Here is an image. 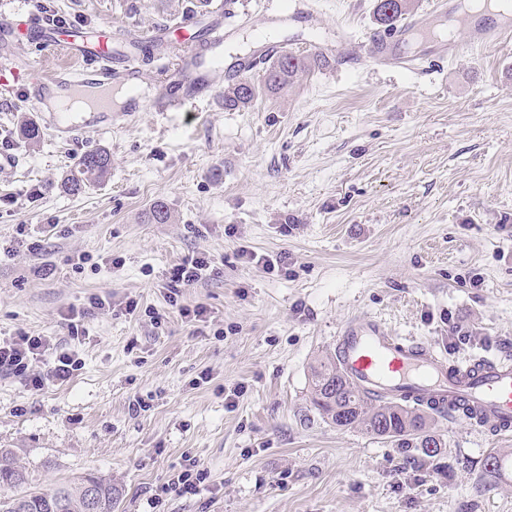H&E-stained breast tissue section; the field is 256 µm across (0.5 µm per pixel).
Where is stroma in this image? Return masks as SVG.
<instances>
[{"label":"stroma","mask_w":512,"mask_h":512,"mask_svg":"<svg viewBox=\"0 0 512 512\" xmlns=\"http://www.w3.org/2000/svg\"><path fill=\"white\" fill-rule=\"evenodd\" d=\"M199 8L40 0L31 12L142 38ZM224 25L225 54L260 55L259 31L329 65L243 111L219 90L191 112L147 110L67 138L0 88V145L21 160L0 171V339L33 331L84 361L40 391L0 374V448L34 490L111 479L118 512H512V469L483 467L489 449L512 455V438L438 414L445 446L428 458L328 423L309 386L354 316L454 362L512 354V43L428 78L339 64L341 37L366 55L373 0H237ZM24 120L37 142L18 136ZM96 148L108 175L63 193L61 175ZM158 201L169 223H152ZM35 240L41 251L28 250ZM202 254L219 274L170 305L169 268ZM93 296L109 308L68 340L61 312ZM199 305L204 320L180 313ZM188 457L209 473L204 490L154 505Z\"/></svg>","instance_id":"35a3bbf8"}]
</instances>
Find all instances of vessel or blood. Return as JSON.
<instances>
[{
  "label": "vessel or blood",
  "mask_w": 512,
  "mask_h": 512,
  "mask_svg": "<svg viewBox=\"0 0 512 512\" xmlns=\"http://www.w3.org/2000/svg\"><path fill=\"white\" fill-rule=\"evenodd\" d=\"M485 2L489 11L468 16L461 36L455 38L430 36L413 18L391 31L372 35L371 63L416 74L430 69L432 62H445L512 40V10L495 12L491 6L496 0ZM415 38L430 41V54L405 51V44ZM165 39L182 50L187 64L176 79L144 98L140 95V70L111 25L61 27L38 21L25 9H14L0 15V41L32 45L41 55L24 63L1 60L0 85L20 87L37 112L48 94L59 96V104L46 119L61 137L73 129L69 114L76 92L85 88L103 92L102 97L89 101L93 112H111L106 93L117 87L127 90L133 112L147 108L155 112L191 111L200 97L213 89L215 79L225 73L224 24L218 20L204 24L190 16L167 28ZM336 358L344 375L374 395L403 404L420 403L448 416L464 407L470 412L472 425L496 437L512 435L511 357L482 356L452 368L435 347L398 335L378 319L359 316L341 327Z\"/></svg>",
  "instance_id": "b4317fda"
}]
</instances>
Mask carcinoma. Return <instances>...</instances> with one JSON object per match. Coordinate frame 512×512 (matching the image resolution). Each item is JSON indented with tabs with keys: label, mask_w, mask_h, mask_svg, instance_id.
<instances>
[{
	"label": "carcinoma",
	"mask_w": 512,
	"mask_h": 512,
	"mask_svg": "<svg viewBox=\"0 0 512 512\" xmlns=\"http://www.w3.org/2000/svg\"><path fill=\"white\" fill-rule=\"evenodd\" d=\"M413 6L412 0H376L373 16L378 27L393 29ZM328 65L320 54L291 52L269 62L259 83L245 79L224 88V109L245 110L260 92L278 93L287 89L314 69ZM112 166L109 152L95 149L86 152L78 170L60 178V188L78 194L103 179ZM311 403L319 414L333 425L353 428L377 439L389 440L400 448H415L426 457L441 454L442 442L434 431L432 417L422 409L392 402H375L356 388L336 364L333 355L316 361L310 367ZM26 471L12 454L0 449V490L11 495L0 496V512H87L86 486L96 487L92 512H117L120 490L97 476L83 477L63 483L50 491L25 490Z\"/></svg>",
	"instance_id": "carcinoma-1"
}]
</instances>
